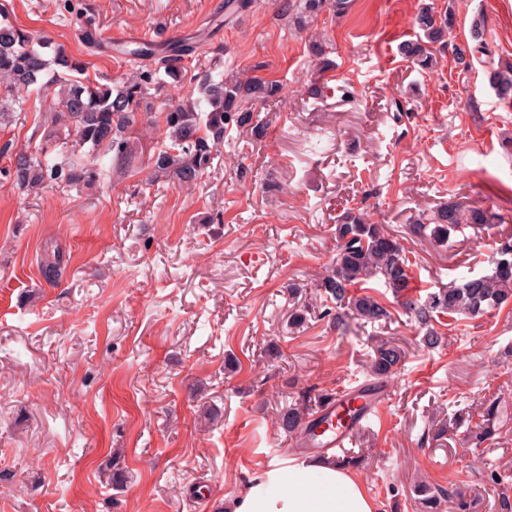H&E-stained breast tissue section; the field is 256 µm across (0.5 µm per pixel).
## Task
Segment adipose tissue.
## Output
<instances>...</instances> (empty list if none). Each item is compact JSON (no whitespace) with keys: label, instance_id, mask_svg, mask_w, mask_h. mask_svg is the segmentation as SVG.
Wrapping results in <instances>:
<instances>
[{"label":"adipose tissue","instance_id":"obj_1","mask_svg":"<svg viewBox=\"0 0 512 512\" xmlns=\"http://www.w3.org/2000/svg\"><path fill=\"white\" fill-rule=\"evenodd\" d=\"M224 512H376L348 467L327 457L271 460Z\"/></svg>","mask_w":512,"mask_h":512}]
</instances>
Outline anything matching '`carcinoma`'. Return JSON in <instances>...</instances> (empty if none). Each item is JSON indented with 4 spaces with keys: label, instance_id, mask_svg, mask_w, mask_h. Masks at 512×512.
<instances>
[{
    "label": "carcinoma",
    "instance_id": "obj_1",
    "mask_svg": "<svg viewBox=\"0 0 512 512\" xmlns=\"http://www.w3.org/2000/svg\"><path fill=\"white\" fill-rule=\"evenodd\" d=\"M352 0H284V10L293 25L304 30L324 9L336 16L345 14ZM415 24L422 33L419 38L403 43L400 53L422 71L438 66V46L444 44L452 17H439L430 4L417 13ZM194 52L188 44H174L169 54L154 60L149 43H143L127 54L138 60L136 74L115 86L95 84L84 76V67L49 40L38 43L25 31L10 22H0V124L21 119L27 98L47 93L56 99L58 111L51 114V129L44 143L59 140L62 132L75 128L77 144L95 153L98 172L114 165H128L134 159L133 145L127 137L129 130L149 119L140 111L149 86H162L167 80L180 81L185 70V57ZM488 82L498 99L512 102V62H489ZM283 85L251 75H212L204 71L197 93L181 95L171 100L162 113L168 149L158 153L155 171L170 173L179 183L192 186L211 166L213 151L224 143L229 125H247L252 112L244 109L251 101L266 102L282 93ZM0 153L9 155L10 166L3 170L20 189L47 183L77 184L94 176V170H83L69 159L52 161L35 159L25 152L11 151L6 143ZM494 216L477 207L448 203L419 217L410 225V232L440 245L450 241L451 234L464 227L481 232L493 223ZM336 253L331 273L319 285L336 304L338 312L333 324L345 325L343 311L354 318L374 325L387 321L391 312L386 304L368 293V284L381 279L392 294L403 299L402 307L426 328L425 341L434 346L442 337L432 321L444 315L478 316L500 309L512 301V261L495 262L490 275L466 278L462 283H448L420 300L409 296L414 279L412 263L399 239L382 224L371 221L363 213L351 209L336 224ZM404 358V350L390 340L380 339L374 348L372 373L377 379L390 377ZM332 401L324 393L313 400H303L288 408L280 419L282 428L295 437L315 436L319 421L313 418L315 409ZM467 422L464 431L466 444L476 448L494 440L501 427L512 421V412L497 399L481 404L479 419L462 414L452 424H443L436 432L442 436L448 429L457 430ZM420 512H467L468 503L458 490H440L428 483L416 486Z\"/></svg>",
    "mask_w": 512,
    "mask_h": 512
}]
</instances>
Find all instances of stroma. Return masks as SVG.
I'll return each instance as SVG.
<instances>
[{
    "mask_svg": "<svg viewBox=\"0 0 512 512\" xmlns=\"http://www.w3.org/2000/svg\"><path fill=\"white\" fill-rule=\"evenodd\" d=\"M5 0L16 27L120 82L133 63L84 34H149L156 56L202 44L186 74L245 70L283 84L254 106L265 125L229 129L212 166L186 188L154 174L161 126L129 133L134 162L75 185L29 192L0 176V512H220L269 460L297 456L280 418L307 390L369 384L376 339L405 358L385 381L384 422L350 447L377 512H419L415 481L461 487L469 512H500L489 464L512 461V423L483 448L436 438L462 408L512 405V305L425 331L383 281L391 312L344 328L320 317L335 223L355 208L397 235L417 294L492 273L512 238V106L490 87L486 56L456 67L452 44L483 17L490 56L512 60V0H433L453 13L440 65L403 58L423 0H353L325 12L313 44L281 10L251 0ZM51 98L0 127V145L34 152ZM451 201L496 220L439 245L408 226ZM59 260L57 283L43 263ZM303 324L291 325L296 309Z\"/></svg>",
    "mask_w": 512,
    "mask_h": 512,
    "instance_id": "stroma-1",
    "label": "stroma"
}]
</instances>
